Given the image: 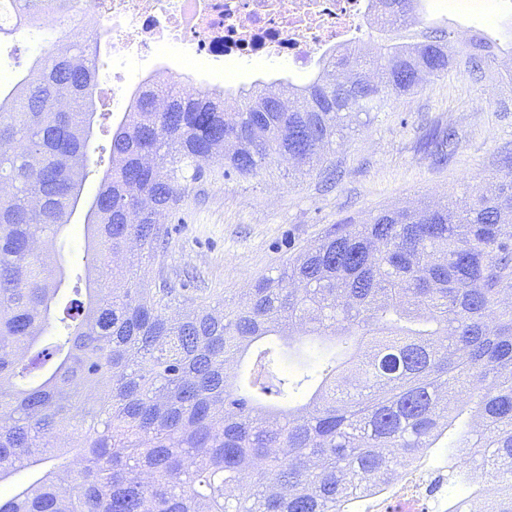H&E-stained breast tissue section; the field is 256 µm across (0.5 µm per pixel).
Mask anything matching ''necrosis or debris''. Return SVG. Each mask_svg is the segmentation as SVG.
Wrapping results in <instances>:
<instances>
[{
  "instance_id": "1",
  "label": "necrosis or debris",
  "mask_w": 512,
  "mask_h": 512,
  "mask_svg": "<svg viewBox=\"0 0 512 512\" xmlns=\"http://www.w3.org/2000/svg\"><path fill=\"white\" fill-rule=\"evenodd\" d=\"M374 16L373 0H78L73 19L47 11L39 24L67 43L85 25L111 20L108 44L119 64L147 51L162 72L174 62L208 74L217 65L236 71L283 61L302 75L313 60L354 46Z\"/></svg>"
}]
</instances>
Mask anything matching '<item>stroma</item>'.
Returning a JSON list of instances; mask_svg holds the SVG:
<instances>
[{"label":"stroma","mask_w":512,"mask_h":512,"mask_svg":"<svg viewBox=\"0 0 512 512\" xmlns=\"http://www.w3.org/2000/svg\"><path fill=\"white\" fill-rule=\"evenodd\" d=\"M438 2L424 0L423 27L447 25L458 42L484 32L503 51L512 50V0L491 14L444 11ZM98 65L99 117L83 183L87 203L108 165L107 131L123 116L112 107L107 53H100ZM448 127L456 137L441 160L422 143L433 130ZM222 171L220 164L204 165L188 196L163 214L169 244L153 267L154 287L177 289L190 301L237 302L255 279L317 242L331 225L360 223L384 209L453 200L466 187L488 186L490 177L512 172V95L499 93L494 76L477 84L452 67L415 94L394 99L328 153L322 166L299 172L276 156L254 177L226 178ZM83 224V212H76L48 249L52 261L69 272L87 270Z\"/></svg>","instance_id":"stroma-1"}]
</instances>
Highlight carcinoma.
<instances>
[{"instance_id": "carcinoma-1", "label": "carcinoma", "mask_w": 512, "mask_h": 512, "mask_svg": "<svg viewBox=\"0 0 512 512\" xmlns=\"http://www.w3.org/2000/svg\"><path fill=\"white\" fill-rule=\"evenodd\" d=\"M421 2L381 0L377 31L393 37L372 55L336 51L343 78L323 67L286 100L139 89L84 225L92 277L60 310L68 276L32 245L71 223L98 54L83 34L75 66L34 29L37 13L67 18L74 0H14L0 37L35 34L42 48L0 91V483L38 478L0 512H354L448 436L436 486L464 492L447 512H512L511 173L450 205L333 224L237 304L203 298L172 316L175 289L151 287L147 265L111 262L132 242L163 255L158 216L215 156L225 177L255 176L274 154L311 167L361 117L453 65L482 82L496 42L410 32ZM156 93L167 109L154 110ZM454 137L425 147L443 158ZM273 336L328 353L290 377ZM248 354L243 380L229 365Z\"/></svg>"}]
</instances>
